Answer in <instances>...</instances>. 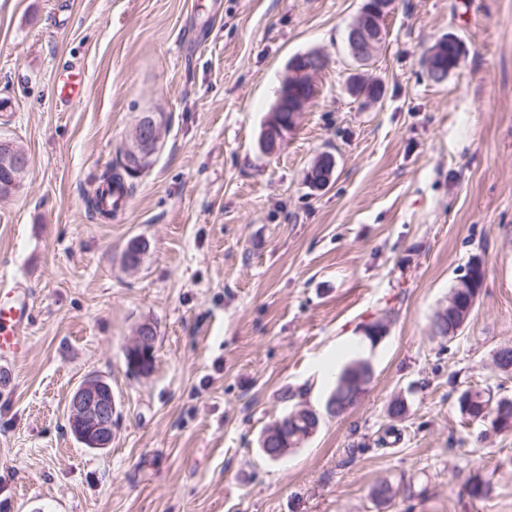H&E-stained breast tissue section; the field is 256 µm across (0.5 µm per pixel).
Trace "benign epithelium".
Instances as JSON below:
<instances>
[{
  "instance_id": "1",
  "label": "benign epithelium",
  "mask_w": 512,
  "mask_h": 512,
  "mask_svg": "<svg viewBox=\"0 0 512 512\" xmlns=\"http://www.w3.org/2000/svg\"><path fill=\"white\" fill-rule=\"evenodd\" d=\"M388 6L376 4L365 6L361 13L368 18L352 27L348 48L351 57L360 65L371 61L379 47L382 23L387 16ZM327 66V57L320 51H310L293 57L287 65L288 75L281 90L288 91L296 86L305 90L298 96L292 108V123L306 111L319 94L318 79ZM161 140V127L151 113H144L136 121L130 136L124 143L127 163L134 165L140 157L156 151ZM0 164L11 167L19 174L29 164L28 155L18 143L0 136ZM155 329L150 324H141L136 336L126 347L125 356L133 360L140 348L151 342L150 334ZM114 404L112 389L102 382L85 381L73 393L68 403L69 423L73 432L96 449H104L112 443V413Z\"/></svg>"
}]
</instances>
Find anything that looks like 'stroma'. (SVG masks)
Listing matches in <instances>:
<instances>
[{
    "label": "stroma",
    "instance_id": "1",
    "mask_svg": "<svg viewBox=\"0 0 512 512\" xmlns=\"http://www.w3.org/2000/svg\"><path fill=\"white\" fill-rule=\"evenodd\" d=\"M363 4L0 0V135L30 158L0 199V287L33 306L25 353L0 362V512H512V431L456 403L512 397L493 362L512 347V0H393L366 66L346 44ZM448 35L464 54L436 83L427 57ZM314 50L320 93L266 151L287 63ZM67 63L83 85L64 107ZM354 78L381 97L352 95ZM146 112L163 120L150 168L112 221L92 219L86 192ZM324 153L334 172L314 188ZM476 258L472 312L434 336ZM144 322L155 360L139 376L125 349ZM355 359L371 379L328 414ZM90 376L115 401L101 450L68 421ZM295 407L317 431L265 457L263 432Z\"/></svg>",
    "mask_w": 512,
    "mask_h": 512
}]
</instances>
